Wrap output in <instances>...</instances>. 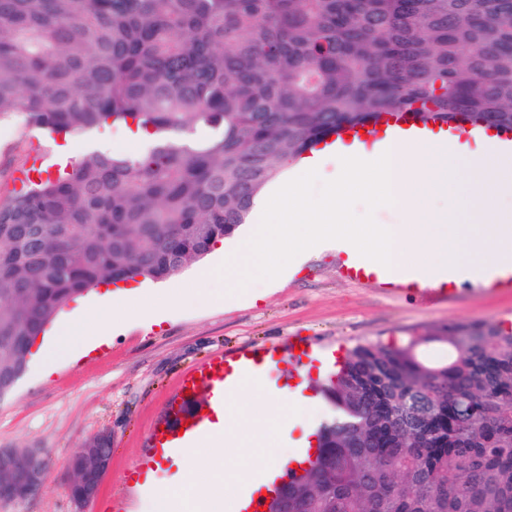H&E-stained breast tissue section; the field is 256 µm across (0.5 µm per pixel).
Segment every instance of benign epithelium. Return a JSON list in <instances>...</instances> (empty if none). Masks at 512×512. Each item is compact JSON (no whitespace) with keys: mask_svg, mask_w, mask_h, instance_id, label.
<instances>
[{"mask_svg":"<svg viewBox=\"0 0 512 512\" xmlns=\"http://www.w3.org/2000/svg\"><path fill=\"white\" fill-rule=\"evenodd\" d=\"M104 448L91 449L90 460L70 468V495L81 508L95 499L112 461V437L98 435ZM48 457L44 449L0 448V501L22 502L37 491L48 473ZM275 512H292L293 499L288 497V485H283L270 501Z\"/></svg>","mask_w":512,"mask_h":512,"instance_id":"obj_1","label":"benign epithelium"}]
</instances>
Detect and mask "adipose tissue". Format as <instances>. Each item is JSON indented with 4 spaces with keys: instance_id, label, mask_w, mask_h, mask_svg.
Instances as JSON below:
<instances>
[{
    "instance_id": "ef3b65f1",
    "label": "adipose tissue",
    "mask_w": 512,
    "mask_h": 512,
    "mask_svg": "<svg viewBox=\"0 0 512 512\" xmlns=\"http://www.w3.org/2000/svg\"><path fill=\"white\" fill-rule=\"evenodd\" d=\"M180 298V293L173 291L149 305L130 304L119 313L111 292L102 293L91 311L75 315L61 327L51 345L39 347L41 372L51 373L57 360L106 342L118 319L162 322L168 308ZM307 405L305 398L286 389L274 406L244 392L237 395L225 408L216 410L210 432L194 442L186 454L185 474L155 495L153 512H200L206 502L236 501L246 489V477L275 458L280 409L295 413Z\"/></svg>"
}]
</instances>
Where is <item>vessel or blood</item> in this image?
<instances>
[{
    "instance_id": "1",
    "label": "vessel or blood",
    "mask_w": 512,
    "mask_h": 512,
    "mask_svg": "<svg viewBox=\"0 0 512 512\" xmlns=\"http://www.w3.org/2000/svg\"><path fill=\"white\" fill-rule=\"evenodd\" d=\"M386 124L392 128L421 133L431 127L430 122L422 120L412 111L390 116ZM271 364L268 353L244 349L233 356L215 358L201 365L196 375L184 378L176 402L164 419L162 427L151 433L153 447L164 446L181 450L208 433V420L193 410L200 386L208 387L213 405L219 406L231 402L242 385L268 377ZM313 459L312 449L299 448L288 462L252 473L250 482L254 489L241 498L238 512H260L268 499L277 493L281 482L295 473L296 469L306 468Z\"/></svg>"
}]
</instances>
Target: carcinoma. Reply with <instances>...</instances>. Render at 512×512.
<instances>
[{"label":"carcinoma","instance_id":"carcinoma-1","mask_svg":"<svg viewBox=\"0 0 512 512\" xmlns=\"http://www.w3.org/2000/svg\"><path fill=\"white\" fill-rule=\"evenodd\" d=\"M401 110L512 128V0H0V120L151 135L0 198V399L69 302L180 274L286 165ZM330 396L296 512H512V329L358 345Z\"/></svg>","mask_w":512,"mask_h":512}]
</instances>
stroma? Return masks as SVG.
I'll list each match as a JSON object with an SVG mask.
<instances>
[{
	"instance_id": "35a3bbf8",
	"label": "stroma",
	"mask_w": 512,
	"mask_h": 512,
	"mask_svg": "<svg viewBox=\"0 0 512 512\" xmlns=\"http://www.w3.org/2000/svg\"><path fill=\"white\" fill-rule=\"evenodd\" d=\"M53 148V139L20 121H0V197L17 189L32 156L52 169ZM344 266V253L317 250L262 299L228 308L199 294L197 261L169 279L186 299L161 324L129 325L108 343L60 359L50 375L26 370L0 400V448L45 449L49 472L36 493L0 503V512H150L151 491L178 480L185 460L157 459L148 437L184 377L215 356L279 346L294 336L342 356L364 343L401 345L412 333L452 322L512 326V286L501 278L391 288L347 279ZM103 432L112 436V464L81 511L69 492V458Z\"/></svg>"
}]
</instances>
